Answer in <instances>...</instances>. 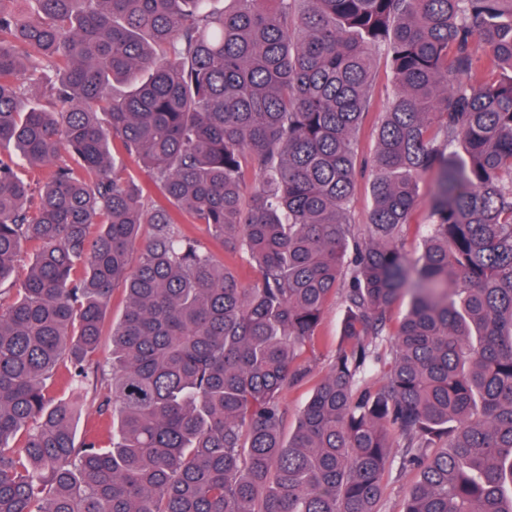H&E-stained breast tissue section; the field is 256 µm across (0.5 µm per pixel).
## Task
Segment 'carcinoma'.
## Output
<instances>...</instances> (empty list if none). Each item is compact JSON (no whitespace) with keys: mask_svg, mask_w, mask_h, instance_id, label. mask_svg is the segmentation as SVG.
<instances>
[{"mask_svg":"<svg viewBox=\"0 0 512 512\" xmlns=\"http://www.w3.org/2000/svg\"><path fill=\"white\" fill-rule=\"evenodd\" d=\"M215 2L0 0V512H378L395 447L403 512H512V0ZM118 287L106 446L77 424ZM338 289L336 356L285 438ZM392 87V74L383 57H380L373 69L372 94L370 112L366 116L358 132L355 151L360 171L351 209L352 224H368L373 204L371 192V173L366 163L373 156L376 145V122L379 112H383L388 104V96ZM432 176L426 177L420 185V196L418 198L416 208L413 212V223L407 230L405 237V247L408 251L414 252L421 240L424 231L423 225H419L431 204Z\"/></svg>","mask_w":512,"mask_h":512,"instance_id":"carcinoma-1","label":"carcinoma"}]
</instances>
